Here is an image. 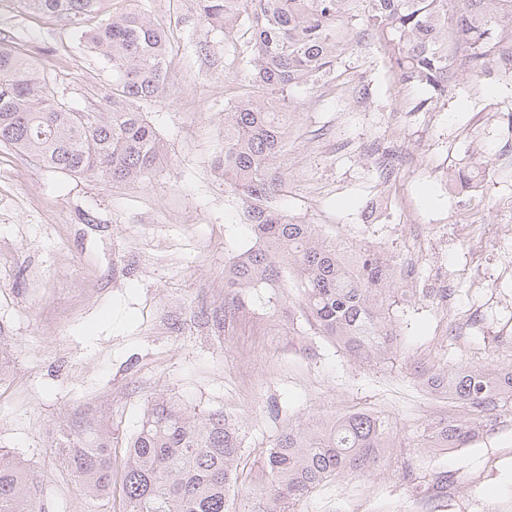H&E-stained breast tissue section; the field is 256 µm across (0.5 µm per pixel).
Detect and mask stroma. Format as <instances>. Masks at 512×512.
Segmentation results:
<instances>
[{
    "instance_id": "1",
    "label": "stroma",
    "mask_w": 512,
    "mask_h": 512,
    "mask_svg": "<svg viewBox=\"0 0 512 512\" xmlns=\"http://www.w3.org/2000/svg\"><path fill=\"white\" fill-rule=\"evenodd\" d=\"M143 2L171 49L170 91L141 107L165 147L151 179L75 177L0 146V353L10 361L0 376V448L37 476L45 512H121L127 439L161 394L242 425L237 510L283 423L361 409L388 416L401 448L367 474L336 476L294 512H416L422 502L427 512H512V410L468 447H419L425 428L461 408L417 376L512 365V272L500 266L512 241V129L500 118L512 110V72L498 63L480 78L457 69L447 95L417 112L426 90L396 79L382 43L358 38L330 74L289 91L280 204L290 218L400 258L414 239L428 243L460 221L486 230L480 251L452 235L404 266L410 295L393 308L396 358L356 363L304 319L288 322L260 301L218 327L200 319L224 303L225 262L253 243L242 200L219 170L224 115L252 91V45L243 29L201 19L193 0ZM0 32L26 45L66 105L109 94L111 71L60 19L0 0ZM377 147L405 156L396 178L382 177ZM479 151L490 177L478 191H449L447 177ZM442 272L453 307L479 317L477 328L446 322L429 290ZM99 432L112 438L106 503L88 499L56 453L61 440Z\"/></svg>"
}]
</instances>
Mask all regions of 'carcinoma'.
I'll use <instances>...</instances> for the list:
<instances>
[{"instance_id":"cac0c4a2","label":"carcinoma","mask_w":512,"mask_h":512,"mask_svg":"<svg viewBox=\"0 0 512 512\" xmlns=\"http://www.w3.org/2000/svg\"><path fill=\"white\" fill-rule=\"evenodd\" d=\"M102 0H26L34 14L67 20L112 70L104 106L79 111L55 99L47 73L10 35L0 36V145L26 153L48 169L104 182H145L165 149L140 111L169 90L170 60L164 29L131 0L130 7L91 29ZM209 24L232 30L247 22L253 43L247 80L252 94L224 114V182L246 205L255 243L224 267L232 306L255 298L292 315L288 289L314 332L334 341L352 360L380 364L397 350L388 310L396 302L398 272L369 247L350 249L316 224L288 218L278 205V161L288 144V90L330 73L349 48L350 23L363 17L362 35L385 42L391 69L406 85L430 93L421 112L448 92L454 76L448 39L464 44L462 66L481 76L499 60L512 66V0H465L456 28L448 29V0H195ZM489 171L477 159L455 171L454 187L472 190ZM424 386L465 408L440 419L423 436L425 448H466L489 417L512 405V366L430 369ZM385 416L357 410L307 428L288 425L268 450L248 495L257 506L241 512H290L296 502L345 472L365 474L396 448ZM243 452L240 426L224 413L202 415L173 398L151 399L127 449L122 512H230ZM66 467L92 499L112 495V440L93 448L75 439L59 447ZM37 482L22 459L0 448V512H42Z\"/></svg>"}]
</instances>
